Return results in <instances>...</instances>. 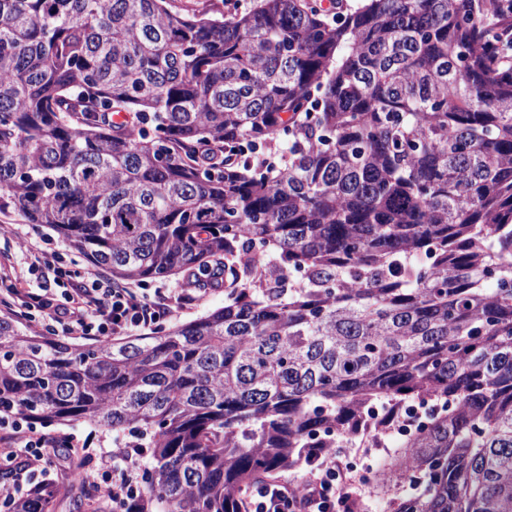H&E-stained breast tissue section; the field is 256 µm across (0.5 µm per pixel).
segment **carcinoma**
<instances>
[{
    "label": "carcinoma",
    "instance_id": "obj_1",
    "mask_svg": "<svg viewBox=\"0 0 512 512\" xmlns=\"http://www.w3.org/2000/svg\"><path fill=\"white\" fill-rule=\"evenodd\" d=\"M173 2L0 0V211L224 306L85 345L0 311V420L149 449L133 512H239L434 396L387 512H512V12Z\"/></svg>",
    "mask_w": 512,
    "mask_h": 512
}]
</instances>
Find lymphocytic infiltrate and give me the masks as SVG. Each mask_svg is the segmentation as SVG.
I'll return each mask as SVG.
<instances>
[{"instance_id": "1", "label": "lymphocytic infiltrate", "mask_w": 512, "mask_h": 512, "mask_svg": "<svg viewBox=\"0 0 512 512\" xmlns=\"http://www.w3.org/2000/svg\"><path fill=\"white\" fill-rule=\"evenodd\" d=\"M30 262L19 268L12 256L0 253V287L9 297L12 313L23 320L45 321L50 332L79 330L92 339L120 336L136 328L152 329L171 314L164 292L144 288H118L111 280L87 271L69 269L47 251L28 245ZM36 272L47 287L39 292L25 288L29 273ZM23 448L0 453V463L12 465L9 483L0 484V499L32 495L43 489L41 476L50 465L44 450L53 440L45 434L24 435ZM343 450L319 449L305 481L279 477L249 485L241 492L240 512H361L363 488L344 464ZM24 467H14L17 458ZM142 461L132 448H113L100 454L99 485L106 488L113 512H131L143 486Z\"/></svg>"}]
</instances>
